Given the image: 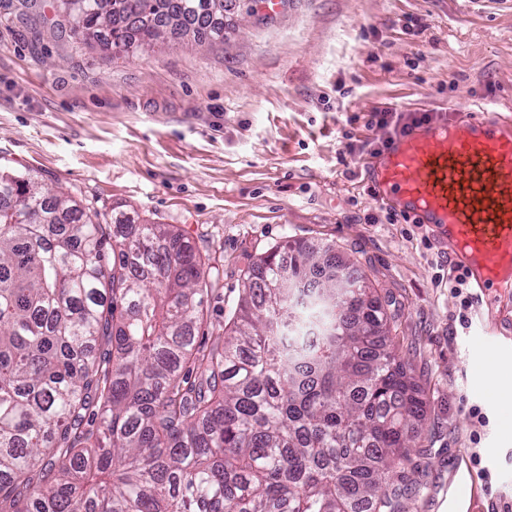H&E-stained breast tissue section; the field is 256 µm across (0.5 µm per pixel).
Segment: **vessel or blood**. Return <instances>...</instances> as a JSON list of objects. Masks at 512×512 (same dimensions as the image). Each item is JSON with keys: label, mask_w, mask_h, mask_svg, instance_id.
<instances>
[{"label": "vessel or blood", "mask_w": 512, "mask_h": 512, "mask_svg": "<svg viewBox=\"0 0 512 512\" xmlns=\"http://www.w3.org/2000/svg\"><path fill=\"white\" fill-rule=\"evenodd\" d=\"M377 202L422 224L475 289L476 318L501 320L499 293L512 291L501 264L512 251V121L455 111L393 136L367 171Z\"/></svg>", "instance_id": "vessel-or-blood-1"}]
</instances>
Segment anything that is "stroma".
Masks as SVG:
<instances>
[{
    "mask_svg": "<svg viewBox=\"0 0 512 512\" xmlns=\"http://www.w3.org/2000/svg\"><path fill=\"white\" fill-rule=\"evenodd\" d=\"M52 3L0 0V167L177 225L214 265L205 346L272 246L335 244L427 400L409 512H512V351L454 322L459 300L435 282L447 257L420 225L388 222L368 154H342L386 138L366 124L378 108L512 115V0H233L223 48L115 60L50 32Z\"/></svg>",
    "mask_w": 512,
    "mask_h": 512,
    "instance_id": "obj_1",
    "label": "stroma"
}]
</instances>
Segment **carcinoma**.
<instances>
[{"instance_id": "cac0c4a2", "label": "carcinoma", "mask_w": 512, "mask_h": 512, "mask_svg": "<svg viewBox=\"0 0 512 512\" xmlns=\"http://www.w3.org/2000/svg\"><path fill=\"white\" fill-rule=\"evenodd\" d=\"M58 6L115 55L224 46V0ZM213 286L175 225L0 169V512L402 508L427 403L355 264L286 241L202 349Z\"/></svg>"}]
</instances>
